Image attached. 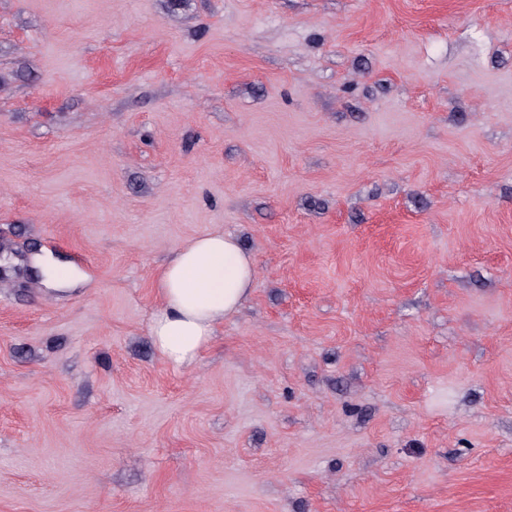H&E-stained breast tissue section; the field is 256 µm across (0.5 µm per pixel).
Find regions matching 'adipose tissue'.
I'll return each instance as SVG.
<instances>
[{
    "mask_svg": "<svg viewBox=\"0 0 512 512\" xmlns=\"http://www.w3.org/2000/svg\"><path fill=\"white\" fill-rule=\"evenodd\" d=\"M255 275L252 256L232 235L214 231L183 243L161 267V303L149 323L162 358L177 369L194 364L247 298Z\"/></svg>",
    "mask_w": 512,
    "mask_h": 512,
    "instance_id": "obj_1",
    "label": "adipose tissue"
}]
</instances>
